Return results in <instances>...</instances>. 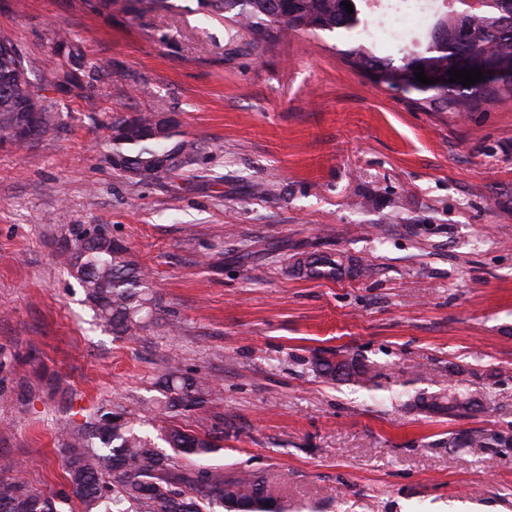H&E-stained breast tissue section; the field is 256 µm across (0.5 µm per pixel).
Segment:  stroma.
Here are the masks:
<instances>
[{
	"label": "stroma",
	"mask_w": 512,
	"mask_h": 512,
	"mask_svg": "<svg viewBox=\"0 0 512 512\" xmlns=\"http://www.w3.org/2000/svg\"><path fill=\"white\" fill-rule=\"evenodd\" d=\"M172 3L0 0L51 111L0 144V458L65 501L64 430L103 404L142 415L175 361L221 387L216 463L262 475L285 512H512V446L449 443L512 433V99L431 112L352 68L353 37L256 49ZM143 112L197 142L194 165L113 166V123ZM81 224L145 276L157 310L136 340L99 324L60 261ZM311 254L335 256V277L298 273ZM318 358L376 381L324 379ZM481 374L489 410L409 406ZM490 441L499 446H503L506 442H510V445H512V437H506L498 433L488 435L482 432L467 434L463 437H454L451 443L453 445H466L469 447L477 445L480 448H489Z\"/></svg>",
	"instance_id": "stroma-1"
}]
</instances>
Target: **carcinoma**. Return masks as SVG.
Wrapping results in <instances>:
<instances>
[{
    "instance_id": "carcinoma-1",
    "label": "carcinoma",
    "mask_w": 512,
    "mask_h": 512,
    "mask_svg": "<svg viewBox=\"0 0 512 512\" xmlns=\"http://www.w3.org/2000/svg\"><path fill=\"white\" fill-rule=\"evenodd\" d=\"M356 0H203L202 5L224 16L250 35L259 48L287 30L354 31L364 25L359 8L346 11L342 2ZM140 14L168 11L170 0H133ZM512 0H484L477 17L463 10L438 16L428 32V44L420 52L406 51L401 64L353 45L345 50L351 66L371 73L375 82L390 88L421 94L418 101L436 112H457L476 107L498 96L512 97V83L504 85L450 83L448 71L492 68L512 70ZM11 41L0 39V142L23 141L21 126L32 119L47 127L51 114L43 103L41 87L25 78L27 68ZM439 79L424 85L415 74ZM158 115L141 113L125 131L112 135V160L133 167L141 178L183 170L195 162L197 144L179 137L174 128L160 139L150 135ZM98 226L74 229V244L63 251V262L76 272L85 298L106 327L133 338L153 313L145 293L146 282L127 247L109 245L105 237L91 242L83 235ZM306 275L336 276V260L311 256L300 263ZM161 397L153 404V416L131 419L123 410L98 406L85 415L76 429L66 431L61 452L66 460V481L79 501L81 512H281L274 488L249 470L226 472L211 464L223 446L218 436L224 418L210 414L215 384L203 376H185L173 365L159 384ZM491 403L485 390L448 389L429 397L421 394L411 406L450 418H464ZM193 413L200 420H214L211 429L188 432L170 421L172 413ZM160 432L168 445L163 449L144 426ZM512 443V437L477 432L452 439L454 445L486 448ZM14 465L0 460V512H60L56 500L39 487L10 475Z\"/></svg>"
}]
</instances>
